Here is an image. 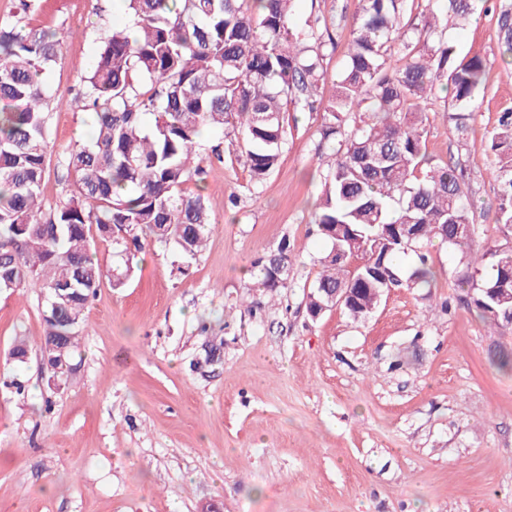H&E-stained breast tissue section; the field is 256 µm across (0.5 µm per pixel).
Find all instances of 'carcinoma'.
<instances>
[{
  "instance_id": "obj_1",
  "label": "carcinoma",
  "mask_w": 512,
  "mask_h": 512,
  "mask_svg": "<svg viewBox=\"0 0 512 512\" xmlns=\"http://www.w3.org/2000/svg\"><path fill=\"white\" fill-rule=\"evenodd\" d=\"M126 23L107 27L71 106L96 116L93 138L67 151L60 182L66 198L46 206L47 111L62 97L47 84L65 36L25 24H0V290L56 288L42 310L43 364L50 388L77 369L83 312L105 272L91 252V227L117 245L112 287L138 269L150 239L195 257L213 231L205 199L187 182L201 172L200 135L235 142L255 186L277 167L287 138L284 104L324 112L321 141L336 145L315 215L329 251L306 295L346 288L354 321L368 317L392 288H429L424 249L434 239L470 245L477 209L461 164L427 166L425 106L440 89L446 118L464 135L485 89L478 55L459 57L444 37L473 0H443L445 14L420 27L401 24L406 0H359L346 68L328 101L318 94L322 63L335 46L326 20L295 17L297 0H122ZM502 53L512 67V6H500ZM136 36H130L131 32ZM400 46L398 62L387 51ZM485 149L496 157L497 205L485 217L512 228V110L500 113ZM414 253L419 264L404 270ZM359 263L349 268V260ZM458 280L464 302L490 322H512V246L465 251ZM288 239L254 265L259 288L288 287Z\"/></svg>"
}]
</instances>
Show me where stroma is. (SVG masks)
I'll list each match as a JSON object with an SVG mask.
<instances>
[{
  "mask_svg": "<svg viewBox=\"0 0 512 512\" xmlns=\"http://www.w3.org/2000/svg\"><path fill=\"white\" fill-rule=\"evenodd\" d=\"M499 0H476L447 31L486 64L467 149L435 94L427 108L429 163L461 162L474 200L495 207L494 156L484 144L512 109L501 60ZM358 0H298L335 20L322 96L342 74ZM67 33L48 74L80 87L99 28L122 23L111 0H0V22ZM277 168L257 186L230 144L207 133L202 191L215 229L184 257L148 244L134 279H103L82 325L78 368L49 390L41 363L43 296L0 292V512H512V326L460 302L459 255L432 241L433 291L394 288L355 321L335 309L311 318L306 294L328 251L314 218L331 145L321 112L285 106ZM51 164L88 139L86 113L51 101ZM221 145L223 159L211 156ZM238 196L231 205L229 196ZM288 241L287 287H252L255 261ZM25 362L10 360L15 341Z\"/></svg>",
  "mask_w": 512,
  "mask_h": 512,
  "instance_id": "35a3bbf8",
  "label": "stroma"
}]
</instances>
